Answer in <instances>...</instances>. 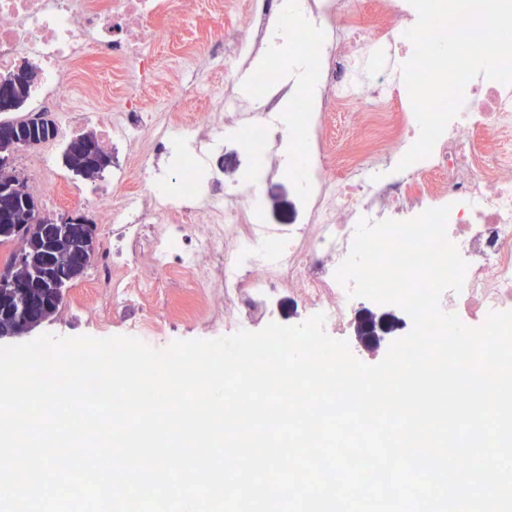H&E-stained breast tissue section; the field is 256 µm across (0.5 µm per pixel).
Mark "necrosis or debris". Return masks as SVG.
<instances>
[{
  "instance_id": "1",
  "label": "necrosis or debris",
  "mask_w": 512,
  "mask_h": 512,
  "mask_svg": "<svg viewBox=\"0 0 512 512\" xmlns=\"http://www.w3.org/2000/svg\"><path fill=\"white\" fill-rule=\"evenodd\" d=\"M294 11L307 22L289 32L321 74L319 96L259 75L253 106L234 84L253 55L272 52L274 18ZM197 12L207 27L185 35ZM416 21L408 0H0V74L33 68L35 108L55 117L42 146L21 158L26 183L50 209L78 198L103 226L78 300L86 318L105 327L135 309L144 336L198 320L219 336L272 322L270 299L285 288L340 336L363 304L336 279L360 220L444 206L468 269L441 309L470 327L512 310V85L471 79L432 153L398 170L419 135L399 70ZM285 96L300 105L286 133L266 121ZM228 125L250 153L295 140L288 179L302 222L256 223L258 189L201 180L187 145L211 144ZM90 126L112 152V182L81 195L53 158Z\"/></svg>"
}]
</instances>
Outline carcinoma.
Masks as SVG:
<instances>
[{
    "label": "carcinoma",
    "instance_id": "obj_1",
    "mask_svg": "<svg viewBox=\"0 0 512 512\" xmlns=\"http://www.w3.org/2000/svg\"><path fill=\"white\" fill-rule=\"evenodd\" d=\"M36 73L29 67H22L13 73L0 76V83L9 86L12 98V110L20 109L30 97L31 86ZM24 133L27 140L40 142L48 137L51 124H46L38 131L31 133L25 127L23 120H0V155H8L17 149L12 135L16 131ZM64 162L71 171L87 180L100 177L110 164L109 155L103 153L97 159H91L80 153L65 152ZM5 179L19 184V188L8 195H0V243L13 239L25 231V246L17 254L11 256L8 264L18 267L25 273H37L39 281L50 282L63 288L67 283L81 276L89 266L90 259L86 253L79 250H65L62 256L63 266L71 269L73 274H59L42 268L41 253L39 252V224L33 222V213L37 205L27 185L15 172L5 175ZM55 305L54 291L51 288H30L19 294L15 291L0 292V336L15 333L19 321L25 318L28 309H33L34 315H43L45 308Z\"/></svg>",
    "mask_w": 512,
    "mask_h": 512
}]
</instances>
